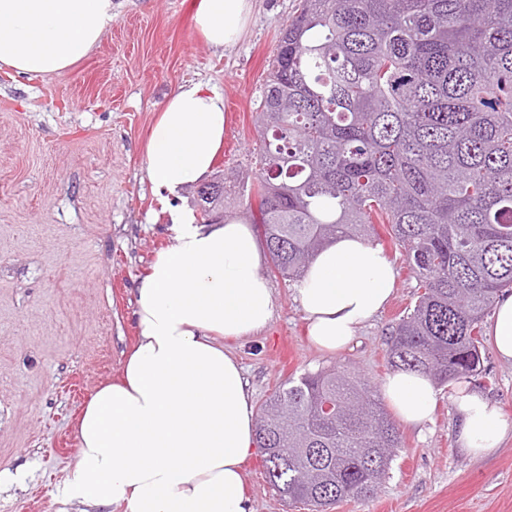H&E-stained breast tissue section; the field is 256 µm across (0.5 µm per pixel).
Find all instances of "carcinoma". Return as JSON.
<instances>
[{
	"label": "carcinoma",
	"mask_w": 512,
	"mask_h": 512,
	"mask_svg": "<svg viewBox=\"0 0 512 512\" xmlns=\"http://www.w3.org/2000/svg\"><path fill=\"white\" fill-rule=\"evenodd\" d=\"M255 125L247 214L274 270L297 280L339 235L389 225L422 293L391 326L388 364L440 386L480 375L483 319L512 288V0H302ZM198 206L207 220L224 194ZM256 440L280 496L318 512L373 496L401 448L341 367L275 390Z\"/></svg>",
	"instance_id": "obj_1"
}]
</instances>
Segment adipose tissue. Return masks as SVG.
Segmentation results:
<instances>
[{
	"label": "adipose tissue",
	"instance_id": "adipose-tissue-1",
	"mask_svg": "<svg viewBox=\"0 0 512 512\" xmlns=\"http://www.w3.org/2000/svg\"><path fill=\"white\" fill-rule=\"evenodd\" d=\"M113 0H0V65L43 76L74 66L111 26ZM195 23L216 49L242 33L251 0H194ZM224 100L198 83L173 88L159 105L147 175L173 191L208 174L224 142ZM174 244L160 252L136 289L139 336L119 378L100 385L77 425L78 459L63 503L97 512H254L243 463L256 445L254 408L227 338L264 329L275 294L261 275L262 251L250 225L205 226L174 218ZM395 271L365 238L343 235L320 250L295 285L311 343L335 352L375 318L394 292ZM488 337L512 362V294L501 295ZM408 426L430 421L437 390L425 374L398 370L381 386ZM451 398L458 440L475 458L500 448L501 407L467 385Z\"/></svg>",
	"mask_w": 512,
	"mask_h": 512
}]
</instances>
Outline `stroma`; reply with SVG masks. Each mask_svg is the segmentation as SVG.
<instances>
[{
	"label": "stroma",
	"mask_w": 512,
	"mask_h": 512,
	"mask_svg": "<svg viewBox=\"0 0 512 512\" xmlns=\"http://www.w3.org/2000/svg\"><path fill=\"white\" fill-rule=\"evenodd\" d=\"M193 0H114V20L87 57L47 76L0 66V512H61L63 480L78 455L76 424L94 390L118 378L139 329L135 288L174 243L173 209L196 211V188L156 193L146 145L158 105L179 84L201 83L224 99V218L245 220L255 180V104L282 29L299 0H252L235 44L210 47L193 22ZM379 245L398 276L392 299L354 343L333 353L308 341L294 283L263 262L275 312L260 333L227 341L254 406L304 373L355 371L380 391L391 325L419 291L384 224ZM472 387L498 402L506 437L474 458L458 442L451 387L437 390L431 423L399 425L402 447L369 498L327 512H512V363L485 346ZM254 512H312L283 500L260 453L243 464Z\"/></svg>",
	"instance_id": "35a3bbf8"
}]
</instances>
